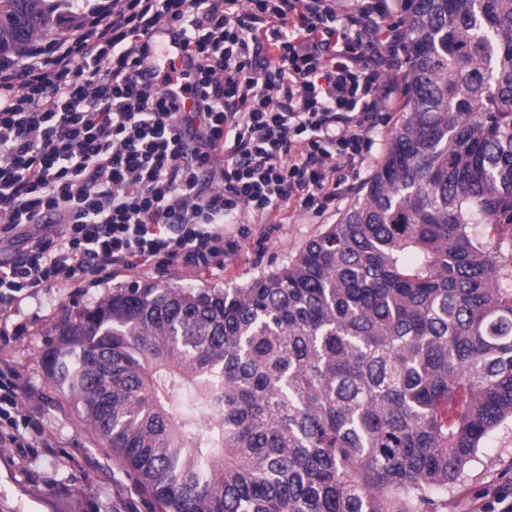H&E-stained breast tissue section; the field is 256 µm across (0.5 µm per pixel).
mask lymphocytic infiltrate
I'll return each instance as SVG.
<instances>
[{
  "label": "lymphocytic infiltrate",
  "instance_id": "lymphocytic-infiltrate-1",
  "mask_svg": "<svg viewBox=\"0 0 512 512\" xmlns=\"http://www.w3.org/2000/svg\"><path fill=\"white\" fill-rule=\"evenodd\" d=\"M386 0H82L51 40L0 60V310L120 269L223 271L241 215H321L367 162L406 50ZM169 29L183 58L142 67ZM193 100L185 110L169 95ZM41 421L0 365V445Z\"/></svg>",
  "mask_w": 512,
  "mask_h": 512
}]
</instances>
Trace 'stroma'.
Returning <instances> with one entry per match:
<instances>
[{"instance_id": "obj_1", "label": "stroma", "mask_w": 512, "mask_h": 512, "mask_svg": "<svg viewBox=\"0 0 512 512\" xmlns=\"http://www.w3.org/2000/svg\"><path fill=\"white\" fill-rule=\"evenodd\" d=\"M346 201L319 218L292 214L273 234L264 225H226L240 237L238 251L224 260L223 271L194 273L173 265L134 269L104 279L93 288L56 286L13 306L6 321L11 342L4 352L25 387L26 408L42 422L47 448L0 447V512H154L150 498L88 429L47 379L42 355L75 304L103 298L112 288L134 280L161 279L222 287L285 264L310 238L335 223ZM512 482V430L488 440L469 469L446 512H488L493 490Z\"/></svg>"}]
</instances>
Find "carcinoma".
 <instances>
[{"label": "carcinoma", "instance_id": "obj_1", "mask_svg": "<svg viewBox=\"0 0 512 512\" xmlns=\"http://www.w3.org/2000/svg\"><path fill=\"white\" fill-rule=\"evenodd\" d=\"M50 0H0V56ZM403 99L358 197L224 288L74 311L47 378L155 512H443L512 428V0H392Z\"/></svg>", "mask_w": 512, "mask_h": 512}]
</instances>
